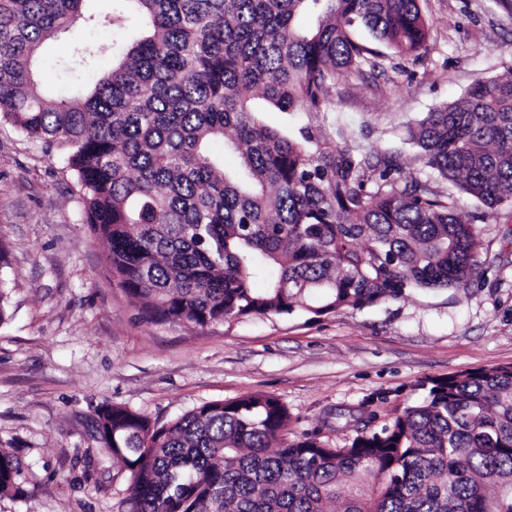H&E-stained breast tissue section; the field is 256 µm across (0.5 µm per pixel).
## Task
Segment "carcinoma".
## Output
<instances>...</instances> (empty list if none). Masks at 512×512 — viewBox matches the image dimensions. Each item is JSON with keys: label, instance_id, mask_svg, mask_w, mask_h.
Segmentation results:
<instances>
[{"label": "carcinoma", "instance_id": "1", "mask_svg": "<svg viewBox=\"0 0 512 512\" xmlns=\"http://www.w3.org/2000/svg\"><path fill=\"white\" fill-rule=\"evenodd\" d=\"M84 2L0 0V119L68 146L83 223L145 319L324 315L468 286L481 241L459 199L331 130L340 74L377 66L355 31L418 56L420 0H121L101 18ZM133 22L142 33L123 48L79 32ZM68 32L76 46L60 67L108 56L112 67L90 91L51 98L38 56ZM272 110L306 121L273 127ZM407 132L422 166L465 198L512 206V75ZM288 422L269 395L162 425L115 404L95 418L104 456L129 473L131 512H512V368L432 379L420 402L342 447L290 442ZM19 475L0 448V495Z\"/></svg>", "mask_w": 512, "mask_h": 512}]
</instances>
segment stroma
<instances>
[{
    "label": "stroma",
    "mask_w": 512,
    "mask_h": 512,
    "mask_svg": "<svg viewBox=\"0 0 512 512\" xmlns=\"http://www.w3.org/2000/svg\"><path fill=\"white\" fill-rule=\"evenodd\" d=\"M427 48L413 60L382 48L376 67L336 85L338 139L400 156L424 175L409 124L512 73V9L501 0H420ZM43 51L49 91L87 90L96 70ZM67 152L0 122V448L23 465L0 512H128L127 472L102 461L95 411L120 404L164 424L202 403L251 394L288 409L289 438L344 445L422 399L424 383L512 367V208L461 199L481 239L462 291L412 290L361 310L305 311L203 327L152 324L112 280L105 244L83 224Z\"/></svg>",
    "instance_id": "obj_1"
}]
</instances>
